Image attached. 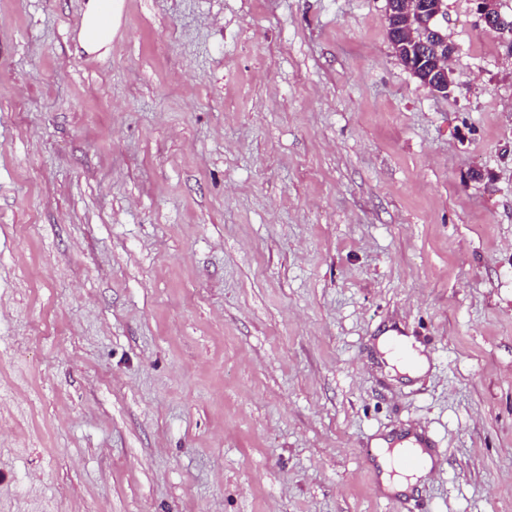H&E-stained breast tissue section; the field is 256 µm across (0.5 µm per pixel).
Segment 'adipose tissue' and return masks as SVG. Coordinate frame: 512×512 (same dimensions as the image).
Listing matches in <instances>:
<instances>
[{
    "label": "adipose tissue",
    "mask_w": 512,
    "mask_h": 512,
    "mask_svg": "<svg viewBox=\"0 0 512 512\" xmlns=\"http://www.w3.org/2000/svg\"><path fill=\"white\" fill-rule=\"evenodd\" d=\"M124 0H87L77 23V43L82 52L104 56L112 48V41L121 25ZM412 439H405L403 446L390 447L387 440L376 442L378 462L381 466V485L384 492L407 491L424 479L429 466L416 470L401 469L398 460L403 447L412 446Z\"/></svg>",
    "instance_id": "ef3b65f1"
}]
</instances>
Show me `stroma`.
Listing matches in <instances>:
<instances>
[{"label": "stroma", "mask_w": 512, "mask_h": 512, "mask_svg": "<svg viewBox=\"0 0 512 512\" xmlns=\"http://www.w3.org/2000/svg\"><path fill=\"white\" fill-rule=\"evenodd\" d=\"M0 0V512H512V58L387 0ZM415 339L421 377L376 340ZM434 467L380 488L379 438ZM123 7V0H87L77 23V43L82 52L96 56L110 52ZM445 12L444 0H413L406 3L404 15V36L400 40L398 36L391 35L390 44L399 60L410 70L415 77L421 72L427 74L424 84L430 92L436 96H448L453 87L457 85L453 76V71L447 66V57L436 53L431 55L421 42V38H416L414 34L416 18H425L429 16L426 25L429 26L436 18ZM426 25H421V35L426 37L431 46H436L435 39L442 38L447 40V36L436 27L431 29L435 39H430V34L426 32ZM392 340H399L407 348L411 358V363L408 366H403L395 360L394 354L390 351ZM377 348L380 353L384 355V359L389 366L388 369H390L393 374L395 371L390 367L395 366L401 374H407L411 378H414L423 374L429 366L426 357L420 355L415 349H413L411 343L405 336H397L393 331H389L385 335L378 337Z\"/></svg>", "instance_id": "1"}]
</instances>
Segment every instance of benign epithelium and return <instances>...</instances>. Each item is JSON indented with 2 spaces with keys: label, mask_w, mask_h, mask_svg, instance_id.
I'll return each instance as SVG.
<instances>
[{
  "label": "benign epithelium",
  "mask_w": 512,
  "mask_h": 512,
  "mask_svg": "<svg viewBox=\"0 0 512 512\" xmlns=\"http://www.w3.org/2000/svg\"><path fill=\"white\" fill-rule=\"evenodd\" d=\"M476 12L481 23L490 29L496 28L505 35L503 46L505 53L512 56V27L501 11L499 0H475ZM445 12V0H409L406 3L404 15V36L390 37V44L399 60L414 76L427 74L426 87L436 96L446 97L456 86L453 71L447 66L445 56L430 54L423 47L421 39L415 37V20L428 17L427 23H432Z\"/></svg>",
  "instance_id": "7a95c632"
}]
</instances>
